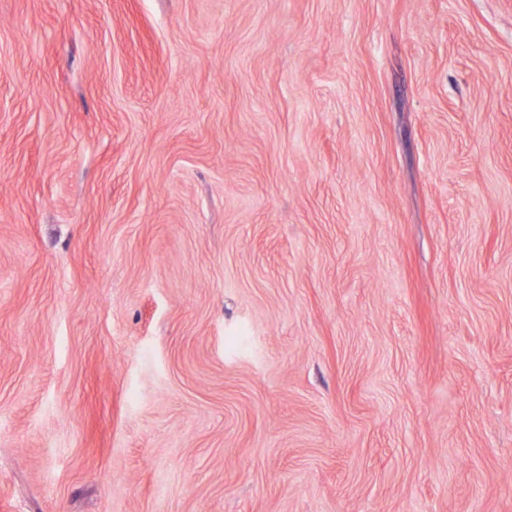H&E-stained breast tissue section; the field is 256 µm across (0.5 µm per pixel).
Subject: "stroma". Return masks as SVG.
I'll return each mask as SVG.
<instances>
[{
	"label": "stroma",
	"instance_id": "35a3bbf8",
	"mask_svg": "<svg viewBox=\"0 0 512 512\" xmlns=\"http://www.w3.org/2000/svg\"><path fill=\"white\" fill-rule=\"evenodd\" d=\"M0 512H512V0H0Z\"/></svg>",
	"mask_w": 512,
	"mask_h": 512
}]
</instances>
